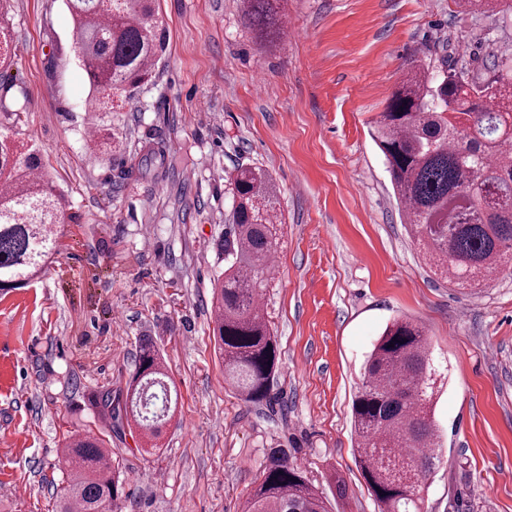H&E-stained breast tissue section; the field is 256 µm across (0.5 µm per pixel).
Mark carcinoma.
<instances>
[{
  "label": "carcinoma",
  "mask_w": 512,
  "mask_h": 512,
  "mask_svg": "<svg viewBox=\"0 0 512 512\" xmlns=\"http://www.w3.org/2000/svg\"><path fill=\"white\" fill-rule=\"evenodd\" d=\"M157 0H67L75 22L77 59L102 100L114 101L152 76L163 48ZM243 18L266 41L283 31L287 0H242ZM457 6L503 24L512 0H457ZM26 101L0 95V114L16 127ZM371 136L383 154L404 223L423 256L448 284L480 288L512 264V62L485 73L442 57L423 64L397 88ZM35 148L0 133V289L36 279L55 251L65 219L62 196L41 173ZM231 224L224 236V272L213 284V337L224 379L246 402L266 400L278 349L260 298L283 225L272 176L241 165L233 178ZM425 328L408 318L387 323L367 356L351 416L357 458L381 512H424L428 480L440 460L435 422L436 372ZM164 363L150 340L139 345L124 401L112 390L91 396L113 421L137 428L158 447L174 417ZM101 435L65 444L68 473L56 486L57 512H116L124 494L120 461ZM243 512H328L323 496L288 455L275 449Z\"/></svg>",
  "instance_id": "1"
}]
</instances>
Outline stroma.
Returning <instances> with one entry per match:
<instances>
[{
	"label": "stroma",
	"mask_w": 512,
	"mask_h": 512,
	"mask_svg": "<svg viewBox=\"0 0 512 512\" xmlns=\"http://www.w3.org/2000/svg\"><path fill=\"white\" fill-rule=\"evenodd\" d=\"M0 17L12 36L0 69L28 101L22 137L67 213L45 272L0 291V512H52L65 437L110 429L88 397L124 389L146 337L178 408L162 454L144 453L134 428L113 432L121 512H242L274 448L331 512H380L350 407L399 316L423 324L446 376L426 512H512V269L474 293L434 275L369 135L414 62L489 67L512 57V27L453 0H288L284 33L262 42L240 0H160L151 81L92 112L66 0H0ZM95 136L119 137L125 161L91 155ZM151 149L161 160L138 168ZM241 164L272 174L284 226L262 297L279 362L260 404L225 383L212 338Z\"/></svg>",
	"instance_id": "1"
}]
</instances>
